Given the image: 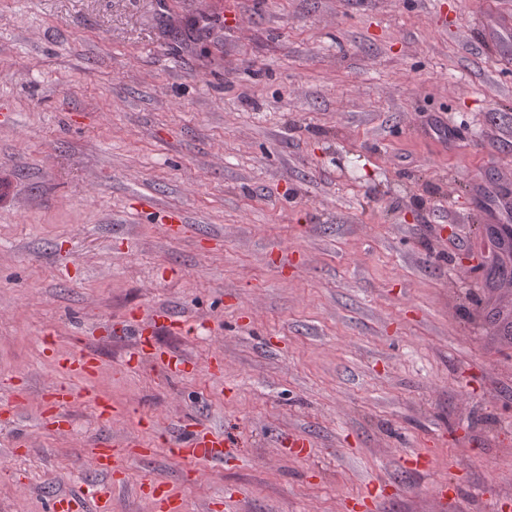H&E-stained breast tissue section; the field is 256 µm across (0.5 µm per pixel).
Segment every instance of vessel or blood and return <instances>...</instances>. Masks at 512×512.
I'll return each instance as SVG.
<instances>
[{
  "mask_svg": "<svg viewBox=\"0 0 512 512\" xmlns=\"http://www.w3.org/2000/svg\"><path fill=\"white\" fill-rule=\"evenodd\" d=\"M174 315L165 308L154 309L148 319H130L125 330L135 336V350L130 355L131 364H138L142 358H149L159 364L167 373L181 375L192 370V363L184 356L169 354L155 349L148 336L153 326L173 321ZM46 354L55 365L66 370L73 378L84 379L95 374L99 364L94 355L88 352L58 354L54 349H47ZM78 398L75 390L68 385L54 387L50 402L42 406L40 417L50 422L55 432H66L70 426L67 410ZM167 444L170 452L179 458L186 467L196 464L220 463L224 460L226 442L221 433L209 427L201 426L187 435L178 434L169 438ZM138 439H126L122 443L97 441L88 450L93 467L98 474L97 481L87 484L79 495L61 493L51 500V512H112V495L124 475L121 464L128 449L140 447ZM139 492L147 499L154 512H182L177 495L166 484L146 478L141 480Z\"/></svg>",
  "mask_w": 512,
  "mask_h": 512,
  "instance_id": "vessel-or-blood-1",
  "label": "vessel or blood"
}]
</instances>
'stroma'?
I'll list each match as a JSON object with an SVG mask.
<instances>
[{"instance_id":"1","label":"stroma","mask_w":512,"mask_h":512,"mask_svg":"<svg viewBox=\"0 0 512 512\" xmlns=\"http://www.w3.org/2000/svg\"><path fill=\"white\" fill-rule=\"evenodd\" d=\"M512 0H0V512H49L140 437L112 512H512ZM183 209L181 239L162 228ZM298 253L282 264L279 252ZM164 306L196 368L128 366ZM89 350L75 380L46 360ZM222 355L224 371L207 364ZM73 385L72 427H42ZM109 399L112 421L86 392ZM203 424L223 463L158 440ZM303 439L308 456L294 455ZM416 452L429 466L411 467ZM78 398V394L70 385H58L54 387L50 402H44L40 411L43 421H49L54 426L56 433L66 432L70 426V419L67 409L72 406ZM139 492L147 499L156 512H182L177 495L166 484L146 478L141 480Z\"/></svg>"}]
</instances>
